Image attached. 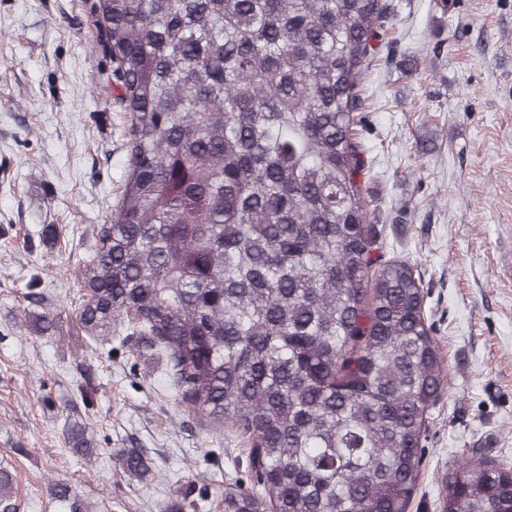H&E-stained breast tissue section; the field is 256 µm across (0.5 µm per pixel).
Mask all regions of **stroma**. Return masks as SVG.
<instances>
[{"mask_svg":"<svg viewBox=\"0 0 512 512\" xmlns=\"http://www.w3.org/2000/svg\"><path fill=\"white\" fill-rule=\"evenodd\" d=\"M364 85L363 197L389 256L414 264L448 366L408 512H440L472 449L512 463V0H391ZM90 0H0V465L17 512H54L53 479L99 512H224L252 486L240 444L195 415L166 357L75 325L96 234L121 198L129 116L91 35ZM57 328H30L40 312ZM86 425L92 454L68 442ZM141 449L149 477L120 458Z\"/></svg>","mask_w":512,"mask_h":512,"instance_id":"1","label":"stroma"}]
</instances>
